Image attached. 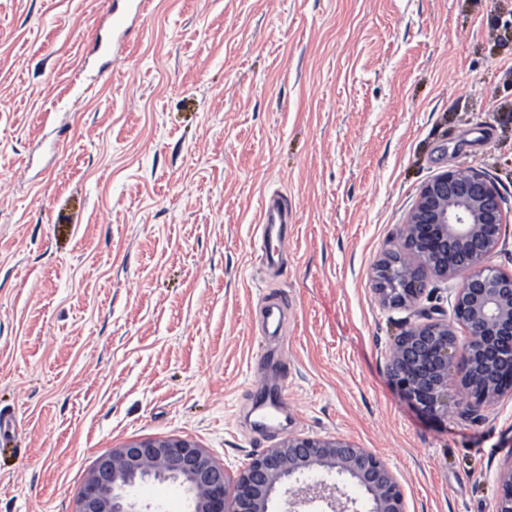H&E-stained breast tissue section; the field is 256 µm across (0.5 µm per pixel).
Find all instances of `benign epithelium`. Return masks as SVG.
Returning a JSON list of instances; mask_svg holds the SVG:
<instances>
[{"label":"benign epithelium","mask_w":512,"mask_h":512,"mask_svg":"<svg viewBox=\"0 0 512 512\" xmlns=\"http://www.w3.org/2000/svg\"><path fill=\"white\" fill-rule=\"evenodd\" d=\"M505 219L503 198L484 174L445 171L420 189L399 250L385 253L372 268L373 292L382 306L416 309L419 321L394 340L387 367L395 386L424 413H448L453 364L463 415L480 416L512 395V272L490 265ZM430 275L461 278L453 288L450 320L437 308H416ZM322 472L347 478L354 493L328 483ZM149 477L185 485L191 512H270L279 487L285 512L316 501L331 512H406L402 485L372 451L344 436L295 433L251 457L234 476L191 440L129 441L98 457L77 512H140L133 492ZM498 480L495 512H512V458Z\"/></svg>","instance_id":"obj_1"}]
</instances>
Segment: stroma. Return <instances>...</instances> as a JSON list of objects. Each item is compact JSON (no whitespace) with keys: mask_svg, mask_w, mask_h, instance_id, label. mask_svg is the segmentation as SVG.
<instances>
[{"mask_svg":"<svg viewBox=\"0 0 512 512\" xmlns=\"http://www.w3.org/2000/svg\"><path fill=\"white\" fill-rule=\"evenodd\" d=\"M112 3L0 0V512H76L131 440L189 438L234 474L288 432L373 451L407 512H494L512 398L466 418L452 384L420 413L387 370L414 317L370 275L460 167L504 200L490 263L512 272V0H152L105 65ZM135 498L191 504L169 480ZM258 224L257 236L261 243L263 265L268 269H275L288 248V238L282 230V225L287 224V220L282 211V197L279 194L263 197ZM274 238L278 248L270 250L268 244Z\"/></svg>","mask_w":512,"mask_h":512,"instance_id":"stroma-1","label":"stroma"}]
</instances>
